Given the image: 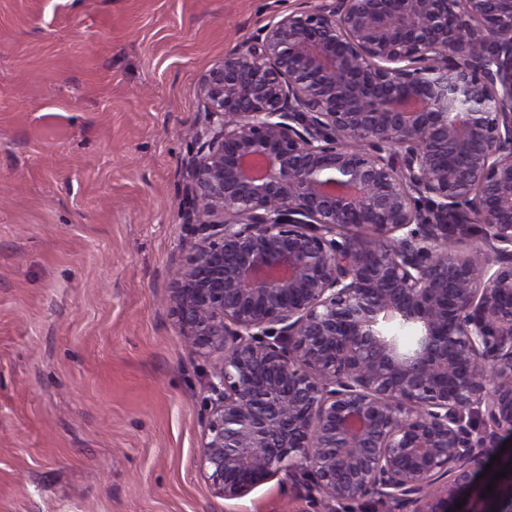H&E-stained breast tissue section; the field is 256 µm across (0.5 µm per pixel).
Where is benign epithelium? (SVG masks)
Instances as JSON below:
<instances>
[{
  "label": "benign epithelium",
  "mask_w": 512,
  "mask_h": 512,
  "mask_svg": "<svg viewBox=\"0 0 512 512\" xmlns=\"http://www.w3.org/2000/svg\"><path fill=\"white\" fill-rule=\"evenodd\" d=\"M197 97L169 304L213 493L512 512V0L276 13Z\"/></svg>",
  "instance_id": "benign-epithelium-1"
}]
</instances>
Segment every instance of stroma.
Listing matches in <instances>:
<instances>
[{"label":"stroma","mask_w":512,"mask_h":512,"mask_svg":"<svg viewBox=\"0 0 512 512\" xmlns=\"http://www.w3.org/2000/svg\"><path fill=\"white\" fill-rule=\"evenodd\" d=\"M311 0H0V512H326L199 470L167 296L196 85Z\"/></svg>","instance_id":"stroma-1"}]
</instances>
